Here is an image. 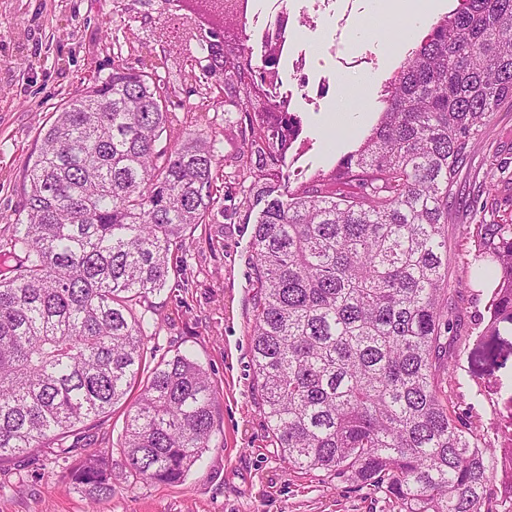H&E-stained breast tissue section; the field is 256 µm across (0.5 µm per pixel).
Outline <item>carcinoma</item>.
I'll use <instances>...</instances> for the list:
<instances>
[{
  "label": "carcinoma",
  "mask_w": 512,
  "mask_h": 512,
  "mask_svg": "<svg viewBox=\"0 0 512 512\" xmlns=\"http://www.w3.org/2000/svg\"><path fill=\"white\" fill-rule=\"evenodd\" d=\"M217 26L194 35L201 71L112 64L55 111L0 253V460L54 446L91 512L112 494V449L69 442L128 392L119 455L130 476L181 482L214 445L215 390L195 358H156L144 307L183 267L174 252L225 210L216 140L174 130L176 87L224 74L242 114L252 235L251 365L276 448L299 470L388 498L396 512H512V431L477 433L448 399L458 326L448 201L493 112L512 101V0L450 8L397 66L375 124L294 187L302 116L239 84L259 75ZM490 299L480 337L512 324V224H480ZM144 308L138 312L137 307Z\"/></svg>",
  "instance_id": "carcinoma-1"
}]
</instances>
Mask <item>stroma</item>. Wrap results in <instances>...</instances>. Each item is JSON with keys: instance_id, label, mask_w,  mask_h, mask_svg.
I'll return each instance as SVG.
<instances>
[{"instance_id": "1", "label": "stroma", "mask_w": 512, "mask_h": 512, "mask_svg": "<svg viewBox=\"0 0 512 512\" xmlns=\"http://www.w3.org/2000/svg\"><path fill=\"white\" fill-rule=\"evenodd\" d=\"M164 18L160 0H0V240L25 217L22 175L55 108L96 72L111 71L114 36H124L129 61L148 57L155 43L143 23ZM375 85L360 73L343 75L336 100L377 110ZM222 87L213 78L207 103L209 133L223 156L218 185L227 192L234 187L230 157L243 143L237 125L224 122ZM307 122L316 163L340 156L356 140L341 130L335 146H327L326 113H309ZM511 223L512 107L504 105L475 142L448 213V285L463 289L453 344L456 383L448 393L474 405L481 434L497 426L512 397V358L498 369L474 362L477 321L489 300L474 233L480 224ZM252 232L231 213L200 225L176 255L184 274L151 298L160 323L149 343L155 355L198 358L215 386L217 447L171 485L136 482L113 466L112 493L99 512H393L351 478L294 469L277 450L250 370ZM65 468L50 448L1 461L0 512H89L84 488L64 478Z\"/></svg>"}]
</instances>
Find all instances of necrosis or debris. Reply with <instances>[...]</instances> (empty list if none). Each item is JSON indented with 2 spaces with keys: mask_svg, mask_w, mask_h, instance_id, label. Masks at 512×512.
Masks as SVG:
<instances>
[{
  "mask_svg": "<svg viewBox=\"0 0 512 512\" xmlns=\"http://www.w3.org/2000/svg\"><path fill=\"white\" fill-rule=\"evenodd\" d=\"M239 15L254 62L277 61L267 87L281 111H325L341 75L381 70L377 43L353 37L359 0H241Z\"/></svg>",
  "mask_w": 512,
  "mask_h": 512,
  "instance_id": "4bbe7bcc",
  "label": "necrosis or debris"
}]
</instances>
